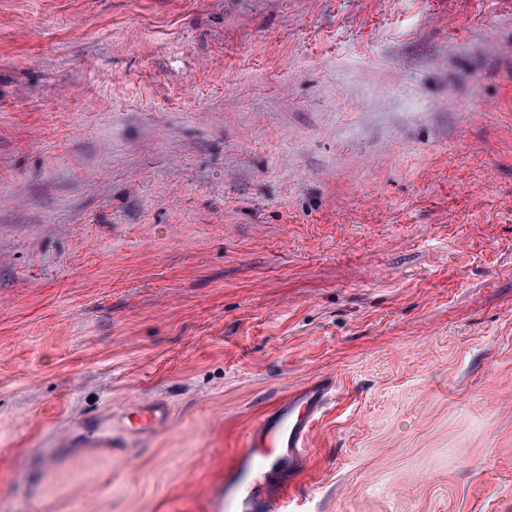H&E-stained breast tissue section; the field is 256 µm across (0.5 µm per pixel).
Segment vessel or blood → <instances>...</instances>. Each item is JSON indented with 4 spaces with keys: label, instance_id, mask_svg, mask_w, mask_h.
<instances>
[{
    "label": "vessel or blood",
    "instance_id": "1",
    "mask_svg": "<svg viewBox=\"0 0 512 512\" xmlns=\"http://www.w3.org/2000/svg\"><path fill=\"white\" fill-rule=\"evenodd\" d=\"M332 378L323 377L291 393L272 413L263 415L250 429L251 450L240 461L238 471L246 477L237 497H221L224 512H288L299 496L287 486L270 485L262 470L271 456L293 464L306 448L313 422L326 401L334 396ZM127 428L144 435L165 427L168 410L149 402L126 416Z\"/></svg>",
    "mask_w": 512,
    "mask_h": 512
}]
</instances>
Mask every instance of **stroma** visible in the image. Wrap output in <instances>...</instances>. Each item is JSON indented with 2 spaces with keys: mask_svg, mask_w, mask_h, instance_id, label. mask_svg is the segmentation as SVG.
I'll list each match as a JSON object with an SVG mask.
<instances>
[{
  "mask_svg": "<svg viewBox=\"0 0 512 512\" xmlns=\"http://www.w3.org/2000/svg\"><path fill=\"white\" fill-rule=\"evenodd\" d=\"M322 376L303 512H512V0H0V512H217ZM127 428L135 434L144 435L159 431L168 421V410L160 402H149L125 416Z\"/></svg>",
  "mask_w": 512,
  "mask_h": 512,
  "instance_id": "35a3bbf8",
  "label": "stroma"
}]
</instances>
